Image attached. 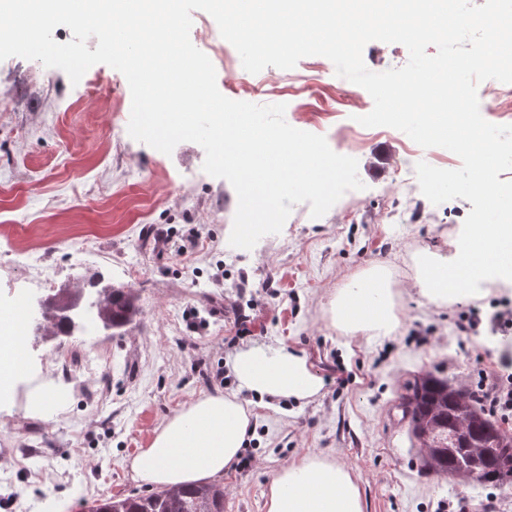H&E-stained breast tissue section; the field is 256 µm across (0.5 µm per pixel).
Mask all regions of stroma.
I'll return each instance as SVG.
<instances>
[{
    "label": "stroma",
    "instance_id": "1",
    "mask_svg": "<svg viewBox=\"0 0 512 512\" xmlns=\"http://www.w3.org/2000/svg\"><path fill=\"white\" fill-rule=\"evenodd\" d=\"M219 91L254 104L284 103L293 127L324 136L356 158L364 190L347 192L323 217L295 205L283 234L253 249L231 247L238 199L202 169L198 144L164 154L128 133L132 97L122 73L94 65L96 86L71 84L41 62L0 61V309L35 302L34 269L56 287L89 291L90 280L130 289L140 314L126 330L83 323L50 342L26 334L28 375L0 397V512H85L97 499L150 493L126 462L156 428L191 402L222 390L247 400L236 380L221 384L228 359L253 345L281 344L307 356L323 388L312 402L253 407L241 463L225 471L224 512H265L275 473L307 453L345 465L364 512H512V485L423 475L398 407L404 382L432 372L476 386L482 371L512 356V336H464L470 309L489 319L512 292L437 306L412 286L413 255L446 247L472 208L452 199L426 204L403 182V132L366 127L371 95L340 82L323 56L295 68L247 72L225 45ZM301 80L293 95L277 89ZM414 149V161L454 170L442 147ZM373 264L396 284L401 325L375 341L333 329L326 308L337 288ZM254 319L248 332L237 320ZM346 382L337 385V372ZM42 396L33 405V396Z\"/></svg>",
    "mask_w": 512,
    "mask_h": 512
}]
</instances>
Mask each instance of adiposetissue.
<instances>
[{
	"label": "adipose tissue",
	"instance_id": "obj_1",
	"mask_svg": "<svg viewBox=\"0 0 512 512\" xmlns=\"http://www.w3.org/2000/svg\"><path fill=\"white\" fill-rule=\"evenodd\" d=\"M512 247V224H470L449 250L416 255L413 286L431 304L447 305L483 286L512 288V263L495 254ZM333 325L346 336H387L399 325L390 271L375 265L353 275L330 302ZM230 368L240 386L258 399L304 405L322 390L306 357L285 345L238 351ZM251 412L236 396L214 394L166 418L149 448L133 457L134 480L164 486L223 476L247 438ZM266 512H363L362 494L350 470L328 457L302 455L273 477Z\"/></svg>",
	"mask_w": 512,
	"mask_h": 512
}]
</instances>
